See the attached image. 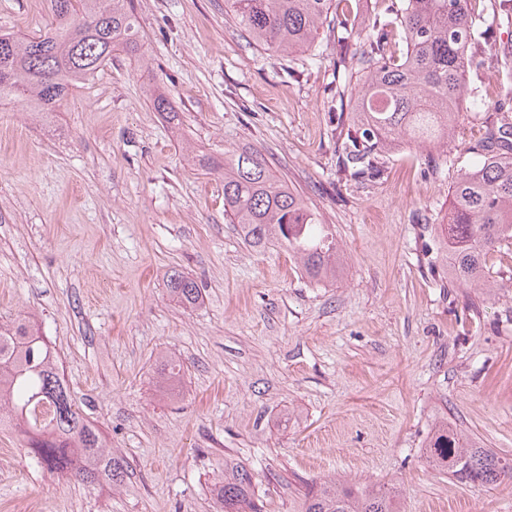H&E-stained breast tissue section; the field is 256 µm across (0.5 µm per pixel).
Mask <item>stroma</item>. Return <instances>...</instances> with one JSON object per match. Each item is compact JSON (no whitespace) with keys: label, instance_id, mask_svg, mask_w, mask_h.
Listing matches in <instances>:
<instances>
[{"label":"stroma","instance_id":"35a3bbf8","mask_svg":"<svg viewBox=\"0 0 512 512\" xmlns=\"http://www.w3.org/2000/svg\"><path fill=\"white\" fill-rule=\"evenodd\" d=\"M144 53L117 51L50 114L0 105V324L29 315L72 397L128 463L121 486L61 481L0 429V512H217L215 483L243 466L264 512H304L326 479L394 483L400 512H512V479L462 483L431 470L423 442L443 420L512 457V249L487 257V293L430 266L459 174L490 126H512L503 52L512 13L471 0L481 39L446 153L409 141L381 174L344 171L352 112L338 37L358 46L377 0H334L318 64L247 43L224 0H133ZM50 0H0V33L32 36ZM164 90L182 131L148 100ZM260 150L331 226L335 282L261 249L224 217L202 156ZM194 278L202 302L173 300ZM180 382L160 383L165 360ZM169 290L172 296L185 307H195L202 297L198 283L179 272H174L170 276Z\"/></svg>","mask_w":512,"mask_h":512}]
</instances>
